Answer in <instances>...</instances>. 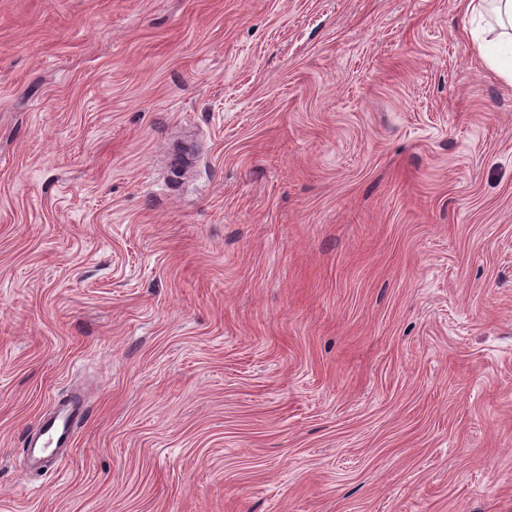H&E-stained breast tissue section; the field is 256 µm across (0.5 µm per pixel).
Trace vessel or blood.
Wrapping results in <instances>:
<instances>
[{
	"label": "vessel or blood",
	"instance_id": "obj_1",
	"mask_svg": "<svg viewBox=\"0 0 512 512\" xmlns=\"http://www.w3.org/2000/svg\"><path fill=\"white\" fill-rule=\"evenodd\" d=\"M87 414V403L74 399L56 403L41 420L40 429L25 446L33 458L41 459L58 454L60 449L72 447L82 417Z\"/></svg>",
	"mask_w": 512,
	"mask_h": 512
}]
</instances>
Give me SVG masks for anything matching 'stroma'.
<instances>
[{"label":"stroma","instance_id":"obj_1","mask_svg":"<svg viewBox=\"0 0 512 512\" xmlns=\"http://www.w3.org/2000/svg\"><path fill=\"white\" fill-rule=\"evenodd\" d=\"M0 512H512V84L457 0H0ZM87 402L75 398L56 403L41 420V428L25 441L28 452L35 459L58 455L61 448H73L76 431L87 414Z\"/></svg>","mask_w":512,"mask_h":512}]
</instances>
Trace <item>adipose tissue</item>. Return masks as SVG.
Listing matches in <instances>:
<instances>
[{
    "mask_svg": "<svg viewBox=\"0 0 512 512\" xmlns=\"http://www.w3.org/2000/svg\"><path fill=\"white\" fill-rule=\"evenodd\" d=\"M461 8L485 23L489 38L478 45L480 60L512 84V0H461Z\"/></svg>",
    "mask_w": 512,
    "mask_h": 512,
    "instance_id": "1",
    "label": "adipose tissue"
}]
</instances>
